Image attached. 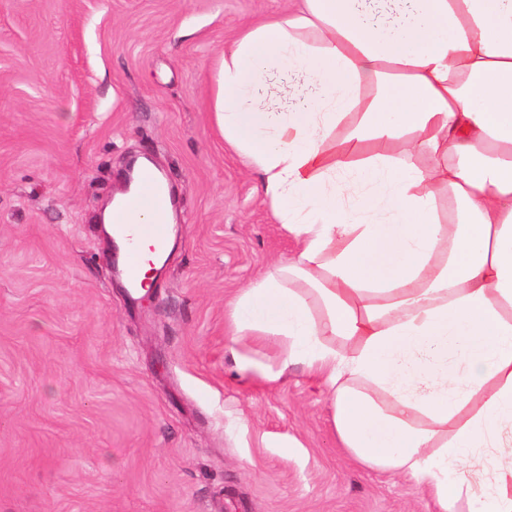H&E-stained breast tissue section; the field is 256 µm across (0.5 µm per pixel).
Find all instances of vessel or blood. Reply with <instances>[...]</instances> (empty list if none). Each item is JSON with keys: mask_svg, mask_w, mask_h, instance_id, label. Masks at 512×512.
Masks as SVG:
<instances>
[{"mask_svg": "<svg viewBox=\"0 0 512 512\" xmlns=\"http://www.w3.org/2000/svg\"><path fill=\"white\" fill-rule=\"evenodd\" d=\"M168 200L165 188L152 169H142L134 190L129 191L116 209L110 213V223L116 234L124 241V259L130 283H137L141 263V246L149 244L152 251L163 252L169 237V226L162 216ZM142 210L152 211L155 223H133L134 214Z\"/></svg>", "mask_w": 512, "mask_h": 512, "instance_id": "1", "label": "vessel or blood"}]
</instances>
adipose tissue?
Returning <instances> with one entry per match:
<instances>
[{
    "label": "adipose tissue",
    "mask_w": 512,
    "mask_h": 512,
    "mask_svg": "<svg viewBox=\"0 0 512 512\" xmlns=\"http://www.w3.org/2000/svg\"><path fill=\"white\" fill-rule=\"evenodd\" d=\"M211 110L294 238L231 304L274 385L435 512H512V0H293L221 52Z\"/></svg>",
    "instance_id": "adipose-tissue-1"
}]
</instances>
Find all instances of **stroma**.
I'll return each mask as SVG.
<instances>
[{
	"label": "stroma",
	"instance_id": "stroma-1",
	"mask_svg": "<svg viewBox=\"0 0 512 512\" xmlns=\"http://www.w3.org/2000/svg\"><path fill=\"white\" fill-rule=\"evenodd\" d=\"M289 0H0V512H434L339 448L302 367L241 381L228 304L295 242L210 110ZM172 188L145 294L100 219L130 157Z\"/></svg>",
	"mask_w": 512,
	"mask_h": 512
}]
</instances>
